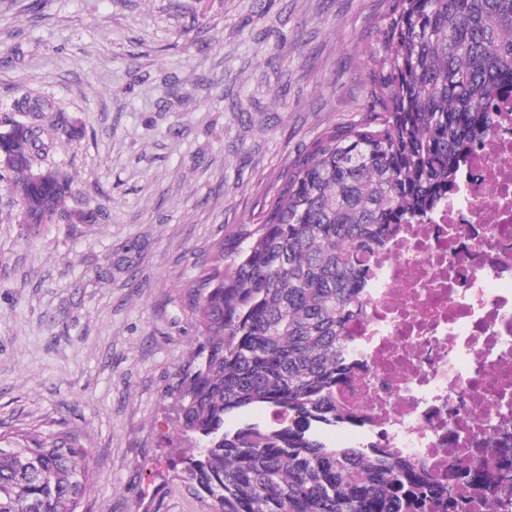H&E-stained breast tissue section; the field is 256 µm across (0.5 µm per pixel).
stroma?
Here are the masks:
<instances>
[{"mask_svg":"<svg viewBox=\"0 0 512 512\" xmlns=\"http://www.w3.org/2000/svg\"><path fill=\"white\" fill-rule=\"evenodd\" d=\"M385 0H0V127L29 87L85 135L55 159L92 224L9 219L0 180V434L80 433L78 512H211L179 474L170 387L215 244L256 223L326 127L359 120Z\"/></svg>","mask_w":512,"mask_h":512,"instance_id":"stroma-1","label":"stroma"}]
</instances>
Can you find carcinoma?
Here are the masks:
<instances>
[{
	"instance_id": "obj_1",
	"label": "carcinoma",
	"mask_w": 512,
	"mask_h": 512,
	"mask_svg": "<svg viewBox=\"0 0 512 512\" xmlns=\"http://www.w3.org/2000/svg\"><path fill=\"white\" fill-rule=\"evenodd\" d=\"M387 2L363 118L329 126L283 170L258 222L225 234L187 290L197 344L174 391L192 443L183 473L213 512H470L476 501L494 512L497 489L466 446L439 477L325 439L352 420L336 389L373 258L448 200L493 130L488 93L512 85V0ZM13 110L25 137L5 150L27 155L7 171L19 223L97 220L66 205L73 180L54 159L73 136L62 108L26 89ZM261 407L264 422L252 419ZM89 468L74 433L0 435V512H77Z\"/></svg>"
}]
</instances>
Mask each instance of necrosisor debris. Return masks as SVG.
<instances>
[{
	"mask_svg": "<svg viewBox=\"0 0 512 512\" xmlns=\"http://www.w3.org/2000/svg\"><path fill=\"white\" fill-rule=\"evenodd\" d=\"M465 161L458 188L424 223L405 224L374 259L362 315L350 321L353 368L337 397L360 425L336 432L447 474L457 441L500 476L512 437V92Z\"/></svg>",
	"mask_w": 512,
	"mask_h": 512,
	"instance_id": "obj_1",
	"label": "necrosis or debris"
}]
</instances>
